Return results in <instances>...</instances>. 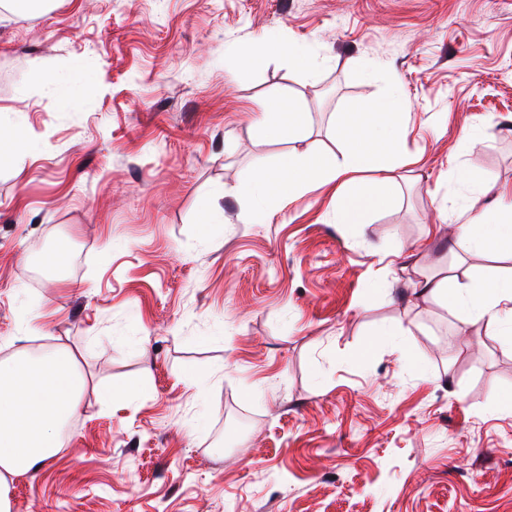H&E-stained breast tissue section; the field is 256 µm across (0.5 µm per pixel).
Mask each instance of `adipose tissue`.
Instances as JSON below:
<instances>
[{
  "instance_id": "1",
  "label": "adipose tissue",
  "mask_w": 512,
  "mask_h": 512,
  "mask_svg": "<svg viewBox=\"0 0 512 512\" xmlns=\"http://www.w3.org/2000/svg\"><path fill=\"white\" fill-rule=\"evenodd\" d=\"M268 51L286 52L293 64L315 72L318 55L284 41L275 34L241 44L240 64ZM407 102L399 87L381 99L357 106L334 129L341 154L327 159L293 149L276 166L254 167L234 189L244 204L243 220L258 223L284 201L316 183H338L336 221L368 224L371 216L396 198L394 170L403 157V123ZM308 114L300 100L275 96L259 106L254 128L265 139L304 140ZM459 247L491 258L512 259V203L492 215H477L460 225ZM415 297L441 299L458 312L463 324L485 323L512 343V271L492 274L465 269L460 276L413 282ZM85 380L74 353L57 347L35 356L21 351L0 361V512H12L8 479L36 472L62 446L64 425L77 414Z\"/></svg>"
}]
</instances>
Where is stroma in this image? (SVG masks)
Returning a JSON list of instances; mask_svg holds the SVG:
<instances>
[{"label":"stroma","instance_id":"1","mask_svg":"<svg viewBox=\"0 0 512 512\" xmlns=\"http://www.w3.org/2000/svg\"><path fill=\"white\" fill-rule=\"evenodd\" d=\"M268 31L319 71L238 66ZM395 82L391 209L337 223L328 184L242 223L233 188L291 148L256 136L258 101L299 96L307 146L334 153L344 112ZM0 125L28 144L0 159V361L27 336L87 380L58 453L9 480L13 512H512V345L406 295L436 265L506 267L456 244L451 173L512 185V0L8 7Z\"/></svg>","mask_w":512,"mask_h":512}]
</instances>
